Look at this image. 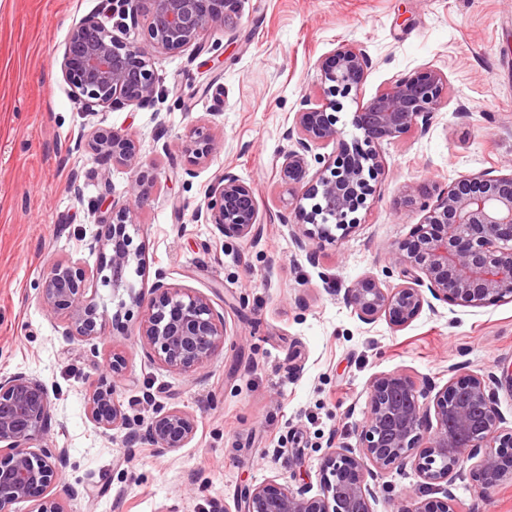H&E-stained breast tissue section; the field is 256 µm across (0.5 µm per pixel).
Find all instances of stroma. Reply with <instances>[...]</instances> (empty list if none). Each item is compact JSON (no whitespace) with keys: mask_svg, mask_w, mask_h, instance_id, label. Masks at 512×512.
Listing matches in <instances>:
<instances>
[{"mask_svg":"<svg viewBox=\"0 0 512 512\" xmlns=\"http://www.w3.org/2000/svg\"><path fill=\"white\" fill-rule=\"evenodd\" d=\"M104 0H0V374L23 372L52 386L48 438L66 449L59 484L67 512H240L245 490L267 480L319 490L325 457L357 443L374 377L402 372L443 387L454 376L495 374L494 403L512 422V301L468 307L434 301L406 326L366 324L340 294L370 274L398 284L388 249L423 214L402 204L408 187L447 188L466 172L512 169V0H237L232 24L216 25L201 47L158 54L153 106L80 112L60 62L71 27L102 13ZM372 62L359 91L340 99L344 139L354 113L381 87L434 69L448 94L425 132L382 142L384 168L360 225L323 246L318 262L297 249L281 215L297 191L275 175L303 94L319 91L318 61L342 40ZM224 141L213 161L184 174L191 124ZM94 127L131 130L139 159L160 179L138 209L134 239L145 261L133 276L208 297L223 314V348L205 366L174 371L116 326L85 343L65 340L61 318L37 287L56 261L100 257L84 243L99 234L90 213L102 185L89 156L73 152ZM251 184L258 242L225 237L197 220L219 171ZM80 172L83 200L69 183ZM125 359L115 399L128 427L103 431L89 418V393L113 354ZM179 407L197 429L185 447L163 451L146 436L156 413ZM82 489L77 498L68 488ZM459 512H512V477L482 490L456 480ZM422 499L412 468L377 488L374 512Z\"/></svg>","mask_w":512,"mask_h":512,"instance_id":"35a3bbf8","label":"stroma"}]
</instances>
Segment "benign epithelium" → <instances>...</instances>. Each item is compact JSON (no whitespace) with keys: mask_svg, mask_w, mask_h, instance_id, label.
I'll return each instance as SVG.
<instances>
[{"mask_svg":"<svg viewBox=\"0 0 512 512\" xmlns=\"http://www.w3.org/2000/svg\"><path fill=\"white\" fill-rule=\"evenodd\" d=\"M107 14L122 27L145 22L144 37L123 40L97 15L83 18L69 31L60 64L71 96L86 115L113 103L149 106L155 102L160 78L154 58L201 40L210 28L225 22L236 0H107ZM371 59L359 44L343 41L321 63L320 91L302 96L292 125L285 132L289 147L279 155L276 173L282 182L303 190L310 208L295 207L296 222L284 221L298 248L309 259V244L336 241L359 226L356 213L376 191L383 169L379 152L385 140L426 129L441 104L447 79L434 69L380 88L353 121L362 137L347 143L337 128L336 95H349L364 84ZM336 143V153L314 150ZM223 140L211 129L193 124L183 153L192 167L211 160ZM71 151L84 153L97 165L103 183L104 208L92 214L106 230L93 237L88 249L103 254L92 272L79 260L58 261L44 272L39 298L45 310L64 318L62 335L90 342L111 322L124 321L131 334L149 347L153 357L172 369L206 364L225 341L224 316L201 294L166 282L156 272L150 294L129 292V301L111 313L86 296L95 277L104 287L124 288L120 273L143 264L145 245L126 233L137 223V209L159 180L143 166L133 134L126 130H90ZM313 160H308V157ZM318 168L309 175L310 162ZM128 167L127 198L112 199L110 167ZM419 205L423 220L411 239L390 249L392 267L401 283L383 288L364 275L344 289L343 300L357 317L372 323L380 318L393 327L411 322L429 300L483 307L512 301V172L480 171L459 176L435 200L417 201L407 190L404 206ZM197 218L214 224L225 235L254 239L260 229L258 203L251 185L223 171L209 185ZM110 376L102 379L87 400L90 419L105 431L123 427L127 415L114 400L123 376V361L112 357ZM47 385L22 372L0 376V512H13L20 502L32 512H66L47 495L58 484L65 449L46 438L51 423ZM493 402L489 383L479 375L445 385L437 393L401 373L382 374L369 386L367 408L357 431L358 445L334 449L323 462L318 493L286 484L265 483L248 489L243 512H374L376 484L392 469L411 467L440 498L405 497L397 512H458L455 481L460 465L473 461L471 479L480 487L495 485L512 472V429ZM196 431L194 417L173 407L153 417L146 435L156 448L184 447Z\"/></svg>","mask_w":512,"mask_h":512,"instance_id":"obj_1","label":"benign epithelium"}]
</instances>
